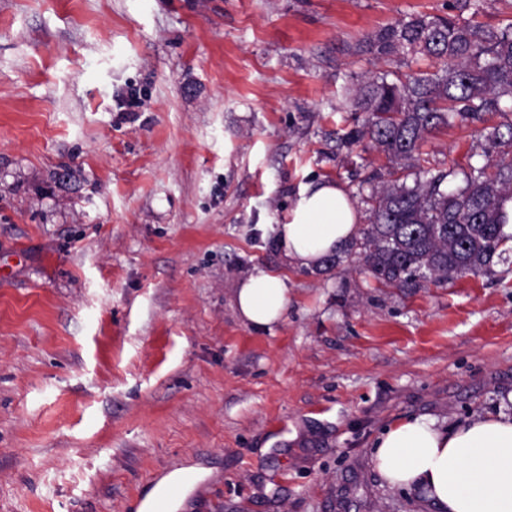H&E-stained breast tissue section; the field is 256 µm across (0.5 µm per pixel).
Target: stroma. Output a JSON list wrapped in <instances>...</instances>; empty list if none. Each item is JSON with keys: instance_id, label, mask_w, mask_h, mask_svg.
Instances as JSON below:
<instances>
[{"instance_id": "obj_1", "label": "stroma", "mask_w": 512, "mask_h": 512, "mask_svg": "<svg viewBox=\"0 0 512 512\" xmlns=\"http://www.w3.org/2000/svg\"><path fill=\"white\" fill-rule=\"evenodd\" d=\"M411 14L512 22V0H0V512H136L177 468L181 512H436L370 465L382 429L498 412L512 392V247L443 284L358 253L288 264L305 185L386 174L340 139L359 43ZM472 127L424 165H466ZM278 272L288 312L239 317ZM235 305L248 324L271 327L281 321L288 308V288L284 280L257 269L236 289Z\"/></svg>"}]
</instances>
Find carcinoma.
<instances>
[{
    "instance_id": "obj_1",
    "label": "carcinoma",
    "mask_w": 512,
    "mask_h": 512,
    "mask_svg": "<svg viewBox=\"0 0 512 512\" xmlns=\"http://www.w3.org/2000/svg\"><path fill=\"white\" fill-rule=\"evenodd\" d=\"M375 58L422 56L434 71L375 73L358 84L350 107L366 113L362 127L342 139H367L383 153L389 179L361 199L369 223L352 247L380 282L417 288L424 282L490 270L505 232V202L512 200V23L460 24L449 17L414 14L363 40ZM503 121L487 124V117ZM482 124L476 134L497 154L480 166L415 171L426 139L455 121Z\"/></svg>"
}]
</instances>
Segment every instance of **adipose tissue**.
<instances>
[{
    "instance_id": "1",
    "label": "adipose tissue",
    "mask_w": 512,
    "mask_h": 512,
    "mask_svg": "<svg viewBox=\"0 0 512 512\" xmlns=\"http://www.w3.org/2000/svg\"><path fill=\"white\" fill-rule=\"evenodd\" d=\"M361 220L338 183L309 185L277 226V246L289 263L313 268L356 237ZM235 305L246 323L269 327L287 311L288 288L281 277L258 269L240 282ZM370 463L388 488H424L440 512H512L510 414L447 429L423 417L396 421L378 435Z\"/></svg>"
}]
</instances>
